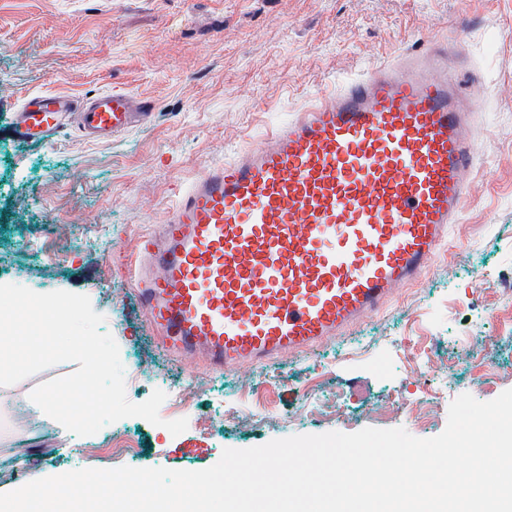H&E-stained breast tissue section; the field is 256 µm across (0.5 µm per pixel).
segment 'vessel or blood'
I'll list each match as a JSON object with an SVG mask.
<instances>
[{
    "label": "vessel or blood",
    "instance_id": "obj_1",
    "mask_svg": "<svg viewBox=\"0 0 512 512\" xmlns=\"http://www.w3.org/2000/svg\"><path fill=\"white\" fill-rule=\"evenodd\" d=\"M151 117L123 90L45 91L24 98L17 132L42 142L72 120L108 141ZM474 117L438 39L205 170L129 271L163 347L224 371L311 351L381 311L461 215Z\"/></svg>",
    "mask_w": 512,
    "mask_h": 512
}]
</instances>
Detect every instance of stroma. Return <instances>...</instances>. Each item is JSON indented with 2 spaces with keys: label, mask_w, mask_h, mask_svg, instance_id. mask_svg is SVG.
<instances>
[{
  "label": "stroma",
  "mask_w": 512,
  "mask_h": 512,
  "mask_svg": "<svg viewBox=\"0 0 512 512\" xmlns=\"http://www.w3.org/2000/svg\"><path fill=\"white\" fill-rule=\"evenodd\" d=\"M447 36L448 73L476 106L468 199L421 279L312 352L209 370L166 356L125 268L141 238L210 166L262 145L309 101ZM129 91L148 125L111 141L75 123L31 142L22 99ZM87 295L125 369L126 395L184 389L162 419L80 437L29 398L65 362L0 387V493L23 474L87 467L202 470L224 449L292 435L405 428L440 434L450 403L512 388V0H0V284ZM424 407L423 422L410 414ZM131 440L128 455L113 440Z\"/></svg>",
  "instance_id": "35a3bbf8"
}]
</instances>
